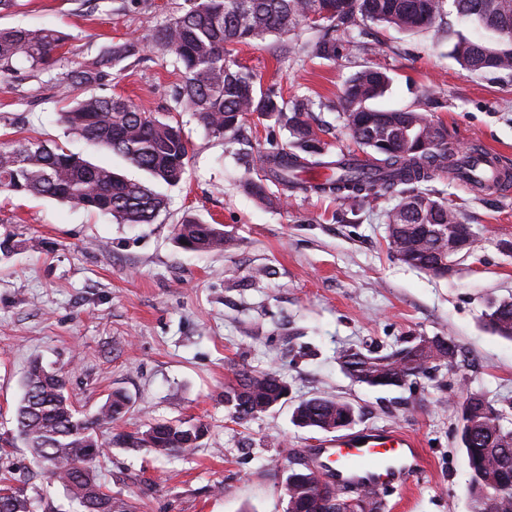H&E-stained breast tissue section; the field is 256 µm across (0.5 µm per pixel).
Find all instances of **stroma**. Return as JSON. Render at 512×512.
Here are the masks:
<instances>
[{
    "label": "stroma",
    "mask_w": 512,
    "mask_h": 512,
    "mask_svg": "<svg viewBox=\"0 0 512 512\" xmlns=\"http://www.w3.org/2000/svg\"><path fill=\"white\" fill-rule=\"evenodd\" d=\"M185 0H19L0 13L1 27L48 26L66 38L77 63L110 43L150 41ZM462 29L448 13L443 29L400 33L360 25L355 47L333 60L311 56L319 27L237 46L234 56L258 87L288 102L309 99L327 128L330 153L356 151L336 104L358 71H386L391 83L380 109L425 113L461 149L500 150L512 169V70L471 73L450 56ZM182 80L171 55L145 52L103 87L141 110L178 121L190 146L187 179L167 189L155 223L118 224L78 206L0 194V237L15 249L0 255V442L14 433L12 414L32 360L67 375L77 408L94 414L112 392L130 398L113 432L145 431L158 420L194 419L209 433L198 448L172 458L146 448L112 446L99 465L115 497L139 512H285L293 459L325 440L296 427L294 406L314 396L351 402L353 431L392 427L413 437L425 462L421 476L384 494L385 512H470V469L460 443L458 401L478 391L512 397V340L493 334L482 313L512 296V195L475 193L451 173L432 188L478 237L447 278L411 268L391 252L386 215L396 197L337 217L330 198L273 186L280 203H259L242 188L245 162L269 144L286 146L287 129L254 115L237 135L212 136L176 112L170 98ZM45 73L19 64L0 79V142L39 138L129 178L138 169L95 149L58 124L65 109ZM189 215L223 224L235 240L199 254L178 247L174 227ZM263 277H256V270ZM416 336H443L459 348L454 368L378 390L353 381L337 354L345 348L385 352ZM277 372L287 399L239 424L224 406L235 369ZM15 484L41 491L67 512L63 488L50 483L28 449L1 447Z\"/></svg>",
    "instance_id": "stroma-1"
}]
</instances>
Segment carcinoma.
<instances>
[{"instance_id":"1","label":"carcinoma","mask_w":512,"mask_h":512,"mask_svg":"<svg viewBox=\"0 0 512 512\" xmlns=\"http://www.w3.org/2000/svg\"><path fill=\"white\" fill-rule=\"evenodd\" d=\"M186 6L152 38V44L175 56L183 69L182 83L172 95L174 110L188 112L208 132L220 137L240 130L247 114L273 118L291 135L290 148H277L245 165L244 190L261 202L272 203L268 184L303 193L336 196L354 210L376 196L399 197L387 214V240L403 263L423 272L436 256L448 251V232L473 233L457 213L429 187L439 172L457 173L468 162L448 140V130L412 110H380L370 105L389 83L382 71L366 68L345 85L339 107L346 126L360 148L369 152L366 163L343 155L326 159L328 151L308 119V103L284 101L274 91L255 89V77L233 58L234 46L268 35H286L326 13L323 33L310 43L318 58L336 56V37L350 38L356 15L400 32L441 28L448 14L447 0H185ZM457 17L491 34L490 41L456 34L450 55L467 71L512 70V0H452ZM65 36L52 28H0V75L15 70L23 60L50 75L49 83L71 105L58 120L72 133L99 148L123 157L146 174L129 180L112 169L94 164L77 153L40 139L0 143V192L48 197L109 215L119 224H152L166 208L159 185L175 186L186 174L188 143L179 126L140 111L131 101L99 95L93 90L112 80V70L139 56L144 44L128 39L105 47L91 60L58 73V50ZM76 89L91 91L78 99ZM175 241L184 250L208 252L232 244L222 224L188 216L175 226ZM498 336L512 340V297L487 306L483 314ZM382 354L353 348L337 360L355 382L371 388L402 387L406 377L449 367L458 353L451 341L425 349L416 343ZM285 383L271 371L235 372V383L224 388V405L238 422L266 411ZM130 404L127 395L113 393L91 418L82 416L70 401L63 373L30 363L23 395L15 407V433L49 476L60 484L78 512H134L133 505L116 503L103 490L98 465L104 453L88 456L87 449L110 447L100 434ZM458 409L461 443L471 471L470 512H512V427L505 424L512 399L490 400L470 392ZM356 416L354 406L340 399L313 397L293 409L299 428L319 431ZM207 433L202 423L157 421L136 435H118L129 448H148L160 457L180 456ZM294 492L288 494L291 512H309V499L318 493L323 477L317 470L297 473ZM0 512H31L30 498L20 488L0 500Z\"/></svg>"}]
</instances>
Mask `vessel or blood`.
<instances>
[{"label": "vessel or blood", "mask_w": 512, "mask_h": 512, "mask_svg": "<svg viewBox=\"0 0 512 512\" xmlns=\"http://www.w3.org/2000/svg\"><path fill=\"white\" fill-rule=\"evenodd\" d=\"M500 158L490 149L474 155L476 171L487 193L494 196L512 192V179L505 177ZM310 455L331 465L339 481L362 484L376 495L394 485L409 486L424 469L416 443L393 428L341 434L311 449Z\"/></svg>", "instance_id": "1"}]
</instances>
